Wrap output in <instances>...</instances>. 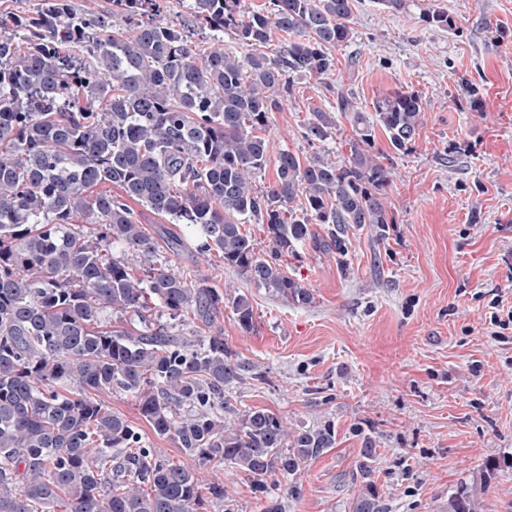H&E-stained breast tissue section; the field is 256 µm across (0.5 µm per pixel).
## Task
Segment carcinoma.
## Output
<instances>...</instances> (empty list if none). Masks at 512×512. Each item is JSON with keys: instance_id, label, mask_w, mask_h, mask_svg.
<instances>
[{"instance_id": "1", "label": "carcinoma", "mask_w": 512, "mask_h": 512, "mask_svg": "<svg viewBox=\"0 0 512 512\" xmlns=\"http://www.w3.org/2000/svg\"><path fill=\"white\" fill-rule=\"evenodd\" d=\"M111 3L120 27L110 35L71 0L0 16V512L58 503L65 512H197L224 502L221 477L203 486L146 446L97 399L103 391L135 397L156 436L201 468L244 471L266 497L263 512H282L264 478L279 473L300 495L299 474L336 447V430L290 429L264 410L236 416L224 386L241 379V365L224 337L188 339L175 327L189 312L209 325L228 303L249 330L251 301L226 299L212 279L189 283L159 262V243L130 203L189 226L200 252L221 255L256 287L309 306L313 294L280 258L311 243L345 269L351 229L370 224L386 238L391 166L374 154L375 134L407 152L423 99L396 90L368 115L340 91L336 109L355 132L350 156L311 161L283 150L273 159L265 131L293 95L288 72H333L330 49L351 38L353 0H271L246 15L239 0H187L193 23L212 33L207 48L185 25L157 21L158 0ZM423 21L455 27L442 7ZM227 31L244 58L224 51ZM276 35L288 44L270 56L263 48ZM335 126L314 109L303 135L322 142ZM271 162L276 180L260 192L255 177ZM103 184L119 193L98 190ZM249 219L266 225L267 258L242 230ZM115 246L139 257L142 277L109 255ZM107 312L139 327L108 329ZM376 458L366 435L351 512H383ZM445 512H476L467 485L448 496Z\"/></svg>"}]
</instances>
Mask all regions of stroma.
<instances>
[{"label":"stroma","mask_w":512,"mask_h":512,"mask_svg":"<svg viewBox=\"0 0 512 512\" xmlns=\"http://www.w3.org/2000/svg\"><path fill=\"white\" fill-rule=\"evenodd\" d=\"M432 7L448 9L454 28L425 24ZM351 28V40L331 51V81L291 73L294 94L267 127L273 151L349 156L354 132L344 116L325 141L302 136L312 109L335 112L339 89L367 113L393 90L416 91L425 120L406 153L375 139V152L392 158L386 239L368 226L353 231L345 273L308 246L281 257L312 292L311 305L282 302L195 242L170 251L167 241L185 237V226L134 211L186 280L208 276L251 298L250 330L228 309L212 324L188 318L177 329L189 338L221 334L236 354L243 380L224 395L238 414L262 409L292 428L329 422L336 430L335 448L299 475L300 497L281 475L266 477L284 512H350L366 435L379 452L374 480L386 512H443L463 483L478 512H512V469H487L512 456V325L492 322L512 309V0H406L398 12L354 0ZM464 78L478 89L480 111L460 88ZM99 398L162 455L196 467L154 434L132 396ZM224 488L208 512H262L245 473L225 467Z\"/></svg>","instance_id":"1"}]
</instances>
